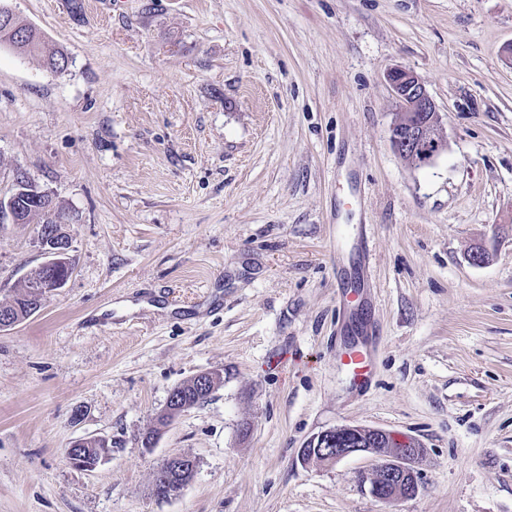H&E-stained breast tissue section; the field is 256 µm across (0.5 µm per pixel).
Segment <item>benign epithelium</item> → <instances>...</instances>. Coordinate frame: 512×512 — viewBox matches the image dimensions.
<instances>
[{
  "instance_id": "benign-epithelium-1",
  "label": "benign epithelium",
  "mask_w": 512,
  "mask_h": 512,
  "mask_svg": "<svg viewBox=\"0 0 512 512\" xmlns=\"http://www.w3.org/2000/svg\"><path fill=\"white\" fill-rule=\"evenodd\" d=\"M388 82L398 100L399 112L390 126V139L395 150L415 168L432 164L446 149L442 133V120L436 105L421 79L412 70L396 67L387 75ZM38 241L49 256L42 264L50 268L58 258L68 255L70 241H58L38 235ZM184 406L178 389H172L162 414L174 420ZM373 456L377 464L370 474V492L385 502L414 495L418 483L414 465L423 454V445L409 436L362 425H342L312 436L300 449L307 460L320 458L336 463L355 454Z\"/></svg>"
}]
</instances>
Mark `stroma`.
Wrapping results in <instances>:
<instances>
[{
    "instance_id": "1",
    "label": "stroma",
    "mask_w": 512,
    "mask_h": 512,
    "mask_svg": "<svg viewBox=\"0 0 512 512\" xmlns=\"http://www.w3.org/2000/svg\"><path fill=\"white\" fill-rule=\"evenodd\" d=\"M0 4L69 59L0 48V194L28 172L72 242L66 285L0 331V512H512V0ZM397 66L442 118L420 169L390 142ZM37 230L0 227V303L46 261ZM202 372L210 397L158 428ZM346 424L419 439L417 495L374 498L366 454L301 459ZM88 436L112 448L83 470ZM359 334L363 346L359 348L355 344L348 347L342 351L340 361L352 373L354 383L364 386L370 381L372 373V354L367 345H372L373 332L371 327L365 324L361 326Z\"/></svg>"
}]
</instances>
